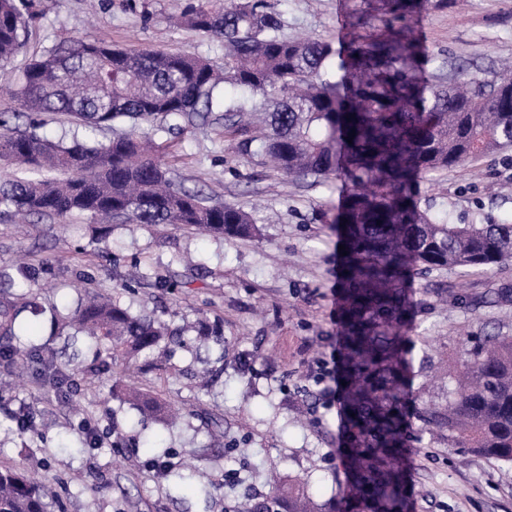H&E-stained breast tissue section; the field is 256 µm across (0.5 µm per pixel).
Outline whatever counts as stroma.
I'll use <instances>...</instances> for the list:
<instances>
[{"instance_id": "1", "label": "stroma", "mask_w": 512, "mask_h": 512, "mask_svg": "<svg viewBox=\"0 0 512 512\" xmlns=\"http://www.w3.org/2000/svg\"><path fill=\"white\" fill-rule=\"evenodd\" d=\"M190 0H31L23 48L0 65V112L17 110L26 65L48 50L105 40L136 52L187 51L220 65L222 37L175 24ZM284 34L342 45L383 29L381 0H265ZM425 53L423 74L464 67L481 78L512 62V0H429L407 20ZM175 186L202 191L251 212L257 235L224 240L190 229L148 224L104 226L88 216L15 223L0 218V271L15 272L18 253L37 274L39 314L17 324L70 372L71 397L43 381L15 384L0 368V464L54 481L61 512H238L269 492V479L303 480L324 503L342 497L336 457L343 445L341 408L325 409L314 381L317 362L338 348L337 241L332 229L349 188L344 177L320 181L283 175L263 153L244 150L209 122L173 134L146 124ZM416 201L451 224H512V150L448 170L423 173ZM104 294L132 314L179 332L148 369L132 364L87 380L93 354L66 349L56 314L85 294ZM415 315L407 327L413 376L408 412L433 380L434 402L447 396L448 370L464 339L512 335V259L475 271L445 268L416 275ZM153 390L182 410L167 424L142 419L113 399L114 378ZM33 415L20 430L19 411ZM105 435L82 445L78 423ZM176 467L200 459L208 492L173 490L156 448ZM410 512H512V467L449 447L437 430L411 426L407 459Z\"/></svg>"}]
</instances>
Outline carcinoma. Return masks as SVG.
Returning a JSON list of instances; mask_svg holds the SVG:
<instances>
[{"mask_svg": "<svg viewBox=\"0 0 512 512\" xmlns=\"http://www.w3.org/2000/svg\"><path fill=\"white\" fill-rule=\"evenodd\" d=\"M425 0H382L381 9L411 17ZM26 0H0V62L22 46L31 16ZM184 21L224 38V68L189 52H129L104 41L59 48L30 63L16 97L20 111L0 114V157L39 178L0 183V212L66 219L86 214L107 224H164L227 239L250 236L252 216L236 204H212L198 191L172 186L132 131L95 139L54 141L11 119L32 112L68 116L90 132L129 119L161 116L168 130L224 122V131L271 157L286 175L315 180L343 172L351 189L335 231L347 255L338 278L343 361L340 379L346 443L338 456L350 493L320 504L302 482L273 481L267 500L243 512H405L408 421L403 400L412 374L403 329L413 317L408 289L418 272L483 270L512 258V224H449L418 209L412 187L425 171L446 170L512 148V73L480 79L456 70L437 79L417 74L419 38L387 25L336 49L316 38L290 39L264 0H194ZM247 92L226 99L225 87ZM355 133L347 142L349 133ZM73 335L102 358L92 370L158 348L168 327L145 321L106 297L80 303ZM0 366L49 382L69 395V376L29 340L15 336L9 306L0 304ZM441 407L426 405L424 425L448 432V447L512 465V335L466 341ZM124 399L145 415L172 421L178 412L152 405L143 389L123 385ZM200 464L164 465L180 484L202 481ZM54 492L20 469L0 466V512H48Z\"/></svg>", "mask_w": 512, "mask_h": 512, "instance_id": "1", "label": "carcinoma"}]
</instances>
